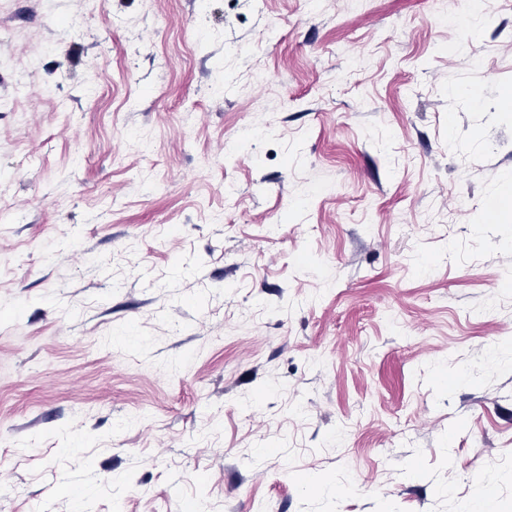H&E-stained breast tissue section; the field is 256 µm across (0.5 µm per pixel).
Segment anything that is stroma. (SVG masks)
<instances>
[{"label": "stroma", "instance_id": "35a3bbf8", "mask_svg": "<svg viewBox=\"0 0 512 512\" xmlns=\"http://www.w3.org/2000/svg\"><path fill=\"white\" fill-rule=\"evenodd\" d=\"M1 25L0 512H512V0Z\"/></svg>", "mask_w": 512, "mask_h": 512}]
</instances>
